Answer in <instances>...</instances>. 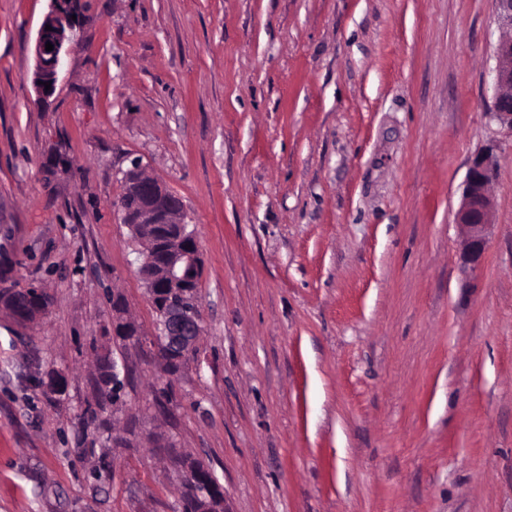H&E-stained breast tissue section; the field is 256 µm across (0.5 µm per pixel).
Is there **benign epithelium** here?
<instances>
[{"label": "benign epithelium", "mask_w": 512, "mask_h": 512, "mask_svg": "<svg viewBox=\"0 0 512 512\" xmlns=\"http://www.w3.org/2000/svg\"><path fill=\"white\" fill-rule=\"evenodd\" d=\"M74 3L75 0H50V10L38 30L32 82L40 102L54 94L63 59L77 41V25L72 16L78 11ZM48 42L53 45L51 51L45 50ZM495 57L492 117L512 129V36L499 41ZM46 82L51 83L48 91ZM498 164V157L488 150L473 159L467 174L456 211V223L465 236L460 254V267L465 273L475 271L486 253L494 211L488 186ZM122 194L126 198L117 208L131 232L149 234L160 225L171 231V235L155 241V247L142 254L139 268L148 299L156 309L150 344L171 383L198 352L203 316L195 284L203 257L195 232L185 221L181 201L159 180L143 179L138 159L132 160L123 174ZM112 334L124 342H142L138 327L126 318L119 294L112 295ZM177 471L181 482L206 486L198 493L196 512H230L224 486L204 462L192 458L179 464Z\"/></svg>", "instance_id": "obj_1"}]
</instances>
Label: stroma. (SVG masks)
Here are the masks:
<instances>
[{"label":"stroma","instance_id":"obj_1","mask_svg":"<svg viewBox=\"0 0 512 512\" xmlns=\"http://www.w3.org/2000/svg\"><path fill=\"white\" fill-rule=\"evenodd\" d=\"M49 0H0V512H183L202 460L231 512H512V128L496 0H79L37 102ZM500 157L485 258L460 270L473 158ZM140 159L204 264L199 352L164 405ZM127 360L118 397L100 359ZM64 393L44 392L50 373ZM49 1L50 10L38 30L34 47L36 64L32 82L38 102H44L54 94L63 59L77 41L76 20L72 19V15L77 17L78 14L74 7L76 0ZM46 25H50L51 30H46ZM47 42L53 45L52 51L45 50ZM43 82H51V89L45 91ZM495 101L492 117L512 128V36L502 38L495 48ZM44 293L35 288H29L24 291H16L11 294L12 300L5 304V308L10 310L14 315L27 316L29 312H32V308L35 306L36 298L40 297ZM48 297L42 296L40 301L34 307L35 319L41 317L46 311L49 301ZM112 334L113 339L123 342H142L138 327L126 318L124 300L120 294H112Z\"/></svg>","mask_w":512,"mask_h":512}]
</instances>
